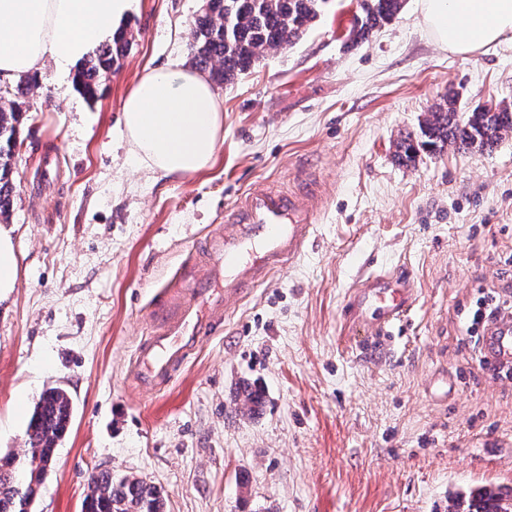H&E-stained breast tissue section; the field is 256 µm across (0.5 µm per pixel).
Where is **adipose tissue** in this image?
I'll return each instance as SVG.
<instances>
[{
	"label": "adipose tissue",
	"mask_w": 512,
	"mask_h": 512,
	"mask_svg": "<svg viewBox=\"0 0 512 512\" xmlns=\"http://www.w3.org/2000/svg\"><path fill=\"white\" fill-rule=\"evenodd\" d=\"M132 0H0V80L62 72L110 43ZM422 22L448 52L466 56L512 37V0H421ZM223 107L202 75L174 65L150 70L128 94L122 123L145 168L189 174L219 145Z\"/></svg>",
	"instance_id": "obj_1"
}]
</instances>
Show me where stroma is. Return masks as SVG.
I'll use <instances>...</instances> for the list:
<instances>
[{"instance_id":"35a3bbf8","label":"stroma","mask_w":512,"mask_h":512,"mask_svg":"<svg viewBox=\"0 0 512 512\" xmlns=\"http://www.w3.org/2000/svg\"><path fill=\"white\" fill-rule=\"evenodd\" d=\"M202 0H133L132 40L86 99L45 68L26 99L8 221L18 279L0 301V454L26 447L39 394L67 390L70 430L31 512H81L87 475L161 486L166 512H448L450 495L512 491V377L479 366L477 299L512 316V137L490 152H419L448 92L459 111L512 104V40L462 57L436 43L421 0L361 44L358 0H329L292 46L233 83L213 160L140 168L122 125L154 67L189 64ZM311 175L324 201L307 249L271 271L177 372L142 390L138 350L205 267L204 240L256 186ZM408 271L410 317L384 349L345 328L352 286ZM263 395L241 416L240 387Z\"/></svg>"}]
</instances>
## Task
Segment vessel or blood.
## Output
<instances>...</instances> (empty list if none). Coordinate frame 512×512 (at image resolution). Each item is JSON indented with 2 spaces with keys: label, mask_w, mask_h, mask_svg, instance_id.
Listing matches in <instances>:
<instances>
[{
  "label": "vessel or blood",
  "mask_w": 512,
  "mask_h": 512,
  "mask_svg": "<svg viewBox=\"0 0 512 512\" xmlns=\"http://www.w3.org/2000/svg\"><path fill=\"white\" fill-rule=\"evenodd\" d=\"M322 204L318 188L282 192L252 189L227 213L225 232L211 237L205 277L187 282L194 304L162 310L155 336L139 351L140 386L150 388L167 378L192 351L212 318L235 304L245 288L263 280L272 268L295 261L311 238ZM415 302L410 277L378 273L351 290L346 303L350 334L362 342L387 343L404 323ZM487 366L512 363V324L497 321L485 338Z\"/></svg>",
  "instance_id": "vessel-or-blood-1"
}]
</instances>
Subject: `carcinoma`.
I'll list each match as a JSON object with an SVG mask.
<instances>
[{
  "instance_id": "cac0c4a2",
  "label": "carcinoma",
  "mask_w": 512,
  "mask_h": 512,
  "mask_svg": "<svg viewBox=\"0 0 512 512\" xmlns=\"http://www.w3.org/2000/svg\"><path fill=\"white\" fill-rule=\"evenodd\" d=\"M192 28V63L208 72L217 84L233 82L259 62L268 49L283 48L298 40L321 16L328 0H205ZM404 0H361V13L349 40L358 45L391 22ZM131 37L121 29L112 43L97 50L78 69L75 85L88 98L96 96L106 75L125 54ZM35 86V78L22 74L15 87L0 94V217L8 219L12 197V159L18 139V98ZM512 132V107L477 104L466 115L457 109V95L448 94L445 105L429 113L421 126V140L400 144V156L416 159L418 151H492ZM73 419V403L59 386L45 389L35 403L26 429L24 454L0 456V512H29L44 481L39 463L54 458ZM85 512H165L162 488L139 476H114L110 470L89 475ZM456 512H512V498L491 489L450 498Z\"/></svg>"
}]
</instances>
